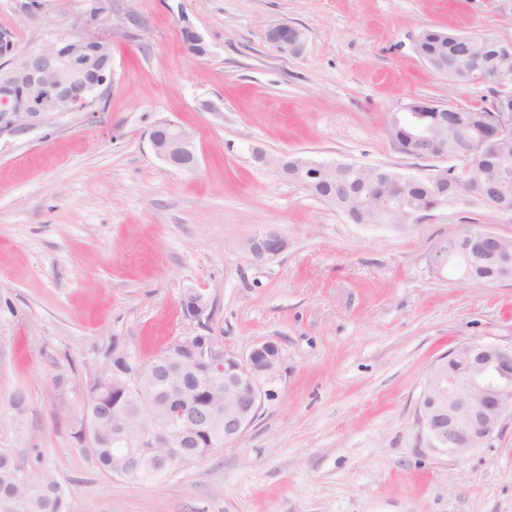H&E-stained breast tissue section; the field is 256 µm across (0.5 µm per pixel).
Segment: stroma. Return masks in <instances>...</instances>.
Listing matches in <instances>:
<instances>
[{"label": "stroma", "instance_id": "obj_1", "mask_svg": "<svg viewBox=\"0 0 512 512\" xmlns=\"http://www.w3.org/2000/svg\"><path fill=\"white\" fill-rule=\"evenodd\" d=\"M284 22L301 53L268 43ZM1 29L23 48L111 38L115 72L95 107L0 135V448L27 475L60 481L68 512H512V418L461 460L416 424L440 354L512 342V282L456 283L433 253L476 225L510 238L512 217L473 202L356 224L273 163L463 168L403 154L387 121L415 100L490 105L489 85H450L415 45L428 29L512 40V0H0ZM163 123L194 134L195 170L154 156ZM266 226L287 247L258 264L246 241ZM190 289L204 324L182 311ZM198 330L241 356L278 345L254 422L166 479L107 474L73 437L106 350L145 357ZM181 306L185 317L191 321L201 322L204 316L208 317L210 314L208 300L202 293L195 290H190L183 295Z\"/></svg>", "mask_w": 512, "mask_h": 512}]
</instances>
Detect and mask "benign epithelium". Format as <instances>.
<instances>
[{
  "instance_id": "1",
  "label": "benign epithelium",
  "mask_w": 512,
  "mask_h": 512,
  "mask_svg": "<svg viewBox=\"0 0 512 512\" xmlns=\"http://www.w3.org/2000/svg\"><path fill=\"white\" fill-rule=\"evenodd\" d=\"M194 54L205 56L203 37L190 27L182 30ZM451 43H485L494 59L512 58V41L505 42L479 32L450 35ZM267 41L280 50L300 52L302 32L281 23L270 28ZM97 45L92 56L77 48H65L75 41ZM475 84L506 88L508 72L486 67L479 58L466 60ZM114 79L111 41L106 38L58 35L37 49H21L7 33L0 35V134L23 131L48 122L57 114L77 112L92 96H102ZM453 113L444 106L414 101L394 113L392 130L396 146L411 156H448V145L441 139ZM512 139V104L505 101L494 114L491 125L477 141L458 146L454 157L475 166L491 161L498 167L512 165V155L501 149ZM158 159L179 170L198 165L195 138L190 131L164 123L150 134ZM279 172L288 180L316 193L312 180L336 175L342 163L316 162L302 156L284 155L276 160ZM426 182L430 198L423 208L398 206L403 223L423 218L424 213L447 206V191L455 199H478L499 215H512L503 204L498 185L486 179L468 180L456 185L448 169L427 175H396L389 180L387 195L396 202L407 198L405 186ZM508 238L485 231L476 238L478 248L497 256ZM246 247L252 259L263 263L287 247L285 239L267 226L250 236ZM184 315L191 321L209 316V302L195 290L181 299ZM170 355L185 370L179 372L157 355L142 359L112 342L111 376L100 385H112V440H122L136 449L125 461L154 460L165 464L192 458L195 449L210 452L239 440L254 421L261 406V380L273 375L280 362V351L272 341L255 345L245 357L224 348L214 336L187 333L172 338ZM461 362L468 368L464 381L439 376L434 394L419 398L417 422L429 448L450 457L462 458L488 444L503 420L512 417V344L471 340L441 355L437 362ZM106 438L102 420L97 418L77 429L81 445H94Z\"/></svg>"
}]
</instances>
